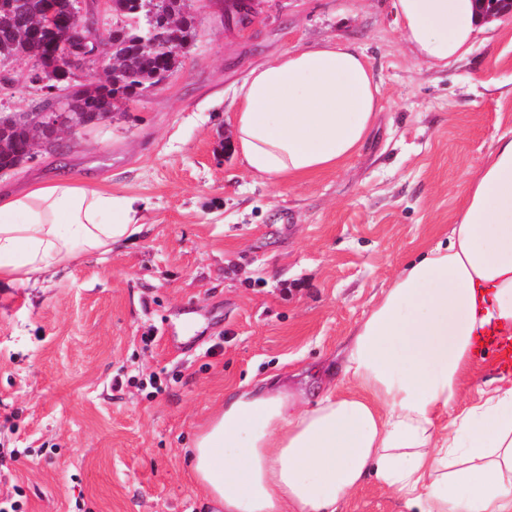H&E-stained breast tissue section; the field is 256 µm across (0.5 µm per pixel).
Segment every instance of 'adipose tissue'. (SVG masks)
<instances>
[{
    "label": "adipose tissue",
    "mask_w": 512,
    "mask_h": 512,
    "mask_svg": "<svg viewBox=\"0 0 512 512\" xmlns=\"http://www.w3.org/2000/svg\"><path fill=\"white\" fill-rule=\"evenodd\" d=\"M415 59L448 66L480 31L476 0H393ZM235 142L253 177L339 168L371 134L379 83L350 41L292 48L236 90ZM135 199L60 177L0 200V284L28 287L144 227ZM512 336V134L501 136L445 240L408 260L316 395L272 374L227 392L189 469L201 512H337L367 481L402 512H512V376L466 382L489 333Z\"/></svg>",
    "instance_id": "adipose-tissue-1"
}]
</instances>
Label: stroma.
<instances>
[{"mask_svg":"<svg viewBox=\"0 0 512 512\" xmlns=\"http://www.w3.org/2000/svg\"><path fill=\"white\" fill-rule=\"evenodd\" d=\"M196 36L167 82L113 119L0 173V193L67 174L139 199L142 234L29 287L0 288V507L197 512L193 438L226 389L274 372L315 393L399 268L454 221L512 131V14L471 54L412 57L392 0H261L246 27L192 0ZM330 40L361 46L383 109L340 168L252 177L233 144L254 66ZM156 379L146 394L132 379ZM339 512H400L366 483Z\"/></svg>","mask_w":512,"mask_h":512,"instance_id":"1","label":"stroma"}]
</instances>
